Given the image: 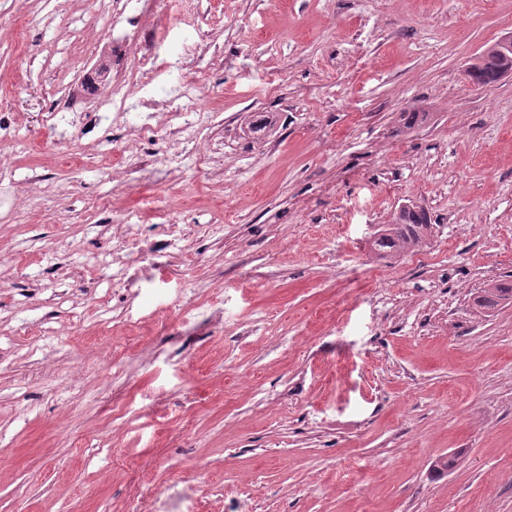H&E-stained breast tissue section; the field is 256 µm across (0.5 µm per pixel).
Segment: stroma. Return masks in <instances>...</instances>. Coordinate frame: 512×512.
<instances>
[{
    "instance_id": "stroma-1",
    "label": "stroma",
    "mask_w": 512,
    "mask_h": 512,
    "mask_svg": "<svg viewBox=\"0 0 512 512\" xmlns=\"http://www.w3.org/2000/svg\"><path fill=\"white\" fill-rule=\"evenodd\" d=\"M151 7L0 0V512H512V304H475L512 277V76L467 75L512 0ZM189 32L176 156L141 102ZM116 34L156 58L146 141L91 125ZM408 204L431 235L379 259ZM141 0H114L112 3V26L116 28L117 25L128 21L130 18L127 16L130 4H135V8L138 14L133 18L136 20V24L140 25V28L145 27L148 24V15L146 11H142L140 7ZM186 98V101L182 105V110L184 112H180V118H185L186 115H190L196 110V102L194 97L190 92H184V95L178 99ZM192 123L189 120L184 119L182 123L174 125L173 128L169 132L170 139L176 150V153L186 152L188 149V145L191 143L189 136H187V132Z\"/></svg>"
}]
</instances>
